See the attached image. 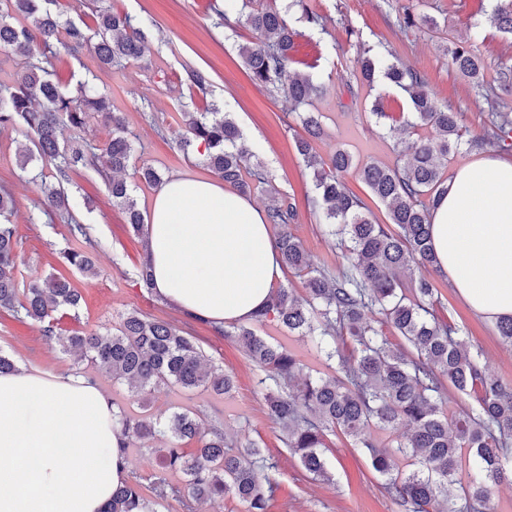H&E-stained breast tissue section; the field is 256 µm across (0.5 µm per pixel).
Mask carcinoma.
<instances>
[{"instance_id": "1", "label": "carcinoma", "mask_w": 512, "mask_h": 512, "mask_svg": "<svg viewBox=\"0 0 512 512\" xmlns=\"http://www.w3.org/2000/svg\"><path fill=\"white\" fill-rule=\"evenodd\" d=\"M57 0H4L0 6V50H19L28 56L25 71L11 85H0V128L20 125L30 146L20 156L21 167L41 165L44 205L69 213L65 184L70 173L98 167L107 177L113 205L127 215L137 234L143 232L144 216L137 208L133 188L114 174L128 167L133 148L125 135L122 116L112 111L107 96L86 77L72 93L62 89L47 68L51 59L64 53L74 59L92 50L104 66L137 59L144 39L142 24L126 13L108 8L96 11L94 26L60 21L54 12ZM242 0L237 15L256 34L239 46V56L254 84L280 94L295 114L307 137L295 141L298 154L312 170L316 190L313 207L321 214L325 230L336 236L348 260L337 276L315 269L300 242L288 231L296 220V203L273 196L266 204L268 223L280 229L275 247L281 267L306 277L307 295L274 288L270 302L253 319L255 324L276 322L288 332L307 338L315 354L334 374L298 378L299 362L285 347L258 335L246 325L234 327L248 359L264 377L269 417L281 426L282 442L298 456L313 478L328 480L324 452L328 433L336 430L365 449L375 474L384 478L389 498L405 512H488L496 488L512 482V382L487 374L480 366L481 351L471 349L463 331L439 318L434 305L436 288L425 275L438 262L431 246V210L448 190L444 177L448 155L467 149L494 147L512 150V114L495 111L483 135L464 139L459 113L440 103L417 72L405 66L388 49L358 58L361 84L374 86L384 76L393 86L409 93L415 126H429L432 137H420L401 153L393 167L366 163L358 176L371 195L385 205L393 233L371 219L365 201L344 180L354 167L348 150L336 148L329 161L311 152L310 140L322 132L320 115L306 110L320 87L298 72L292 51L298 31L275 8L255 9ZM310 26H323V15L310 0H290ZM26 23L8 21L12 13ZM485 23L512 35V0H496ZM397 24L406 31L437 26L434 18L418 16L401 7ZM451 63L461 75L490 96L483 84L485 63L471 47L450 50ZM112 125V137L99 154L80 142L59 141L66 128H81L91 113ZM189 136L182 142L194 148L206 166L241 194L254 183L268 182L259 161L242 141L236 123L212 107L207 112L184 113ZM53 181H45L44 168ZM14 207L10 196L0 194V313L25 316L42 323V335H56L52 313L76 308L80 295L63 275H52L28 284L18 278L16 230L8 220ZM68 264L86 274H96L93 260L81 250L65 254ZM391 326L403 344L390 342L382 325ZM68 351L76 361L87 357L129 385L140 403L157 387L173 386L193 391L206 389L228 395L233 377L208 362L194 337L175 326L138 311L128 313L117 332L76 334L68 339ZM475 398L476 406L444 412L445 384ZM125 437L161 440L156 448L161 469L180 472L185 486L169 484L156 475L145 484L135 476L112 493L104 512H158L167 498L178 499L184 512L217 499L233 498L245 512H272L277 488L258 446L249 442L236 451L227 445L226 434L201 433L188 409L172 412L160 421L144 412L117 407ZM382 431L407 428L404 439L388 448L370 441V427ZM196 440L197 448L184 444Z\"/></svg>"}]
</instances>
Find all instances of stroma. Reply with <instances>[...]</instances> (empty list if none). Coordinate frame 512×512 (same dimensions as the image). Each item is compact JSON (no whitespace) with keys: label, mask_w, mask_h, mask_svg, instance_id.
I'll list each match as a JSON object with an SVG mask.
<instances>
[{"label":"stroma","mask_w":512,"mask_h":512,"mask_svg":"<svg viewBox=\"0 0 512 512\" xmlns=\"http://www.w3.org/2000/svg\"><path fill=\"white\" fill-rule=\"evenodd\" d=\"M323 14V28H309L291 16L298 35L294 55L298 71L304 72L322 94L311 109L321 113L324 134L313 143L314 153L329 159L344 147L358 164L394 165L397 146L419 135L406 126L409 98L402 90L378 81L374 89L357 86V60L367 49L389 46L406 66L423 76L440 102L459 112L467 136L483 132L489 101L512 113V87L497 84L499 68L512 66V37L485 29L476 43L484 58L485 80L493 87L491 100L475 94L467 78L450 64L447 51L469 37L470 23L484 19L491 0H311ZM224 0H60L57 12L73 21L91 22L97 5L145 20L144 53L121 68H105L93 52L79 59L63 56L55 62L58 81L74 89L78 79L92 74L113 111L121 113L134 146L132 167L125 177L134 188L141 211H148L156 193L141 182L136 170L150 166L164 177L212 179L196 151L178 147L186 134L184 111L204 109L218 103L230 112L247 145L264 162L269 180L253 189L252 200L265 206L270 194L293 197L298 218L289 227L314 266L338 273L347 264L343 251L323 233L318 214L307 205L314 197L312 175L295 149L302 136L300 123L289 114L279 95L255 87L238 55L239 44L252 41L244 26L229 29L218 23ZM436 19V27L404 31L396 24L401 6ZM355 30L357 40L347 38ZM208 74L206 92L191 90L187 69ZM381 98L383 117L370 112L374 98ZM26 139L21 128L0 129V188L16 201L11 220L20 239L17 266L24 280L43 279L63 269L61 256L71 249L92 254L98 267L94 276L68 272L82 295L75 311H58L57 334L42 335L40 323L31 319H0V354L16 365L45 374L78 373L91 379L111 400L130 405L126 383L113 380L96 364L76 361L66 353L68 336L118 328L124 316L138 310L182 328L195 336L210 361L232 372L231 395L204 390L182 391L162 386L147 401V410L157 418L186 408L195 413L204 430L227 431L230 438L257 442L267 458L268 474L277 482L272 512H404L384 492L373 474L366 453L344 435L328 438L325 452L333 479L313 480L296 456L281 442L279 426L269 418L258 383L262 373L246 357L235 337L216 332L163 302L140 285L138 267L144 246L127 222L125 212L112 204L105 179L95 170L72 174L68 192L75 223L58 213L45 211L42 194L30 174L18 166V153ZM430 278L438 292L440 317L460 326L473 347L482 352L481 364L491 374L512 381V347L504 344L495 323L473 313L448 283L446 275Z\"/></svg>","instance_id":"35a3bbf8"}]
</instances>
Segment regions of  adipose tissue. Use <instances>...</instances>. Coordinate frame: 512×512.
<instances>
[{
  "label": "adipose tissue",
  "instance_id": "adipose-tissue-1",
  "mask_svg": "<svg viewBox=\"0 0 512 512\" xmlns=\"http://www.w3.org/2000/svg\"><path fill=\"white\" fill-rule=\"evenodd\" d=\"M154 290L221 325L264 307L280 275L266 215L213 180L174 178L148 221ZM441 271L477 315L512 319V160L459 168L431 216ZM111 400L79 375L0 374V512H101L128 477Z\"/></svg>",
  "mask_w": 512,
  "mask_h": 512
}]
</instances>
